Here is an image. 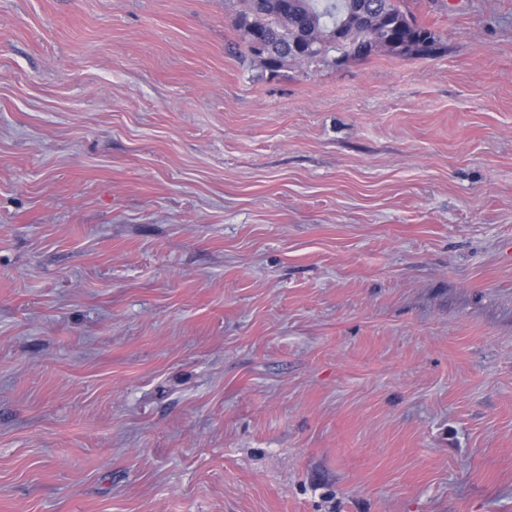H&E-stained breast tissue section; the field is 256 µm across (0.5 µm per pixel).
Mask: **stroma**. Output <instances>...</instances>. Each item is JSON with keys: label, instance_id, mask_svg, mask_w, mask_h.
Masks as SVG:
<instances>
[{"label": "stroma", "instance_id": "stroma-1", "mask_svg": "<svg viewBox=\"0 0 512 512\" xmlns=\"http://www.w3.org/2000/svg\"><path fill=\"white\" fill-rule=\"evenodd\" d=\"M408 2L0 0V512H512V0ZM235 27L246 57L269 72L290 62L336 65L385 51L428 58L440 36L420 24L406 0H241ZM263 42L270 54L260 55ZM379 50H372V47Z\"/></svg>", "mask_w": 512, "mask_h": 512}]
</instances>
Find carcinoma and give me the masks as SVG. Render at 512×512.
<instances>
[{"label": "carcinoma", "mask_w": 512, "mask_h": 512, "mask_svg": "<svg viewBox=\"0 0 512 512\" xmlns=\"http://www.w3.org/2000/svg\"><path fill=\"white\" fill-rule=\"evenodd\" d=\"M235 27L245 56L270 72L290 62L364 60L375 47L428 58L441 42L407 0H241Z\"/></svg>", "instance_id": "1"}]
</instances>
